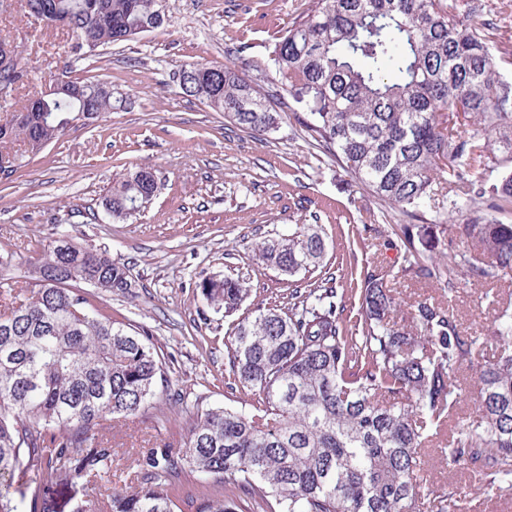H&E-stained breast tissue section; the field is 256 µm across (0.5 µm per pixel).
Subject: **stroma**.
Instances as JSON below:
<instances>
[{
	"label": "stroma",
	"mask_w": 512,
	"mask_h": 512,
	"mask_svg": "<svg viewBox=\"0 0 512 512\" xmlns=\"http://www.w3.org/2000/svg\"><path fill=\"white\" fill-rule=\"evenodd\" d=\"M165 21L134 40L98 49L82 60L68 52L66 30L46 27L25 13L23 0H0V36L18 46L27 73L0 114L18 109L58 77L100 81L112 90V109L90 123L74 122L58 141L29 152L22 141L0 146L18 166L0 174V259H10V282L24 289L28 263L60 235L107 250L125 264L135 286L105 298L114 321L139 326L166 360L171 398L142 418L112 422V481L135 484L137 461L147 449L179 447L189 417L172 397L200 409L242 406L250 400L225 380V340L234 321L202 301L206 276L239 274L251 290L241 315L274 305L289 288L309 282L266 266L256 246L294 224H318L329 258L348 254L349 227L361 228L360 266L395 272L388 285L416 298L450 299L465 335L485 333L499 309L512 307V283L482 280L449 293L446 280L400 276L404 217L355 184L335 162L309 144L294 121L257 137L242 131L205 100L183 94L181 71L196 63L243 66L262 61L278 32L309 0H164ZM472 24L495 17L500 39L512 45V11L500 0H457ZM142 168L155 170L160 188L139 214L115 221L105 214L109 189ZM465 201L466 187L438 188L423 224L432 259L446 256L448 234L433 222L450 200ZM428 483L451 486L477 503V512H512V490L484 501L467 471L435 463Z\"/></svg>",
	"instance_id": "obj_1"
}]
</instances>
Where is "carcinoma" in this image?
<instances>
[{"mask_svg": "<svg viewBox=\"0 0 512 512\" xmlns=\"http://www.w3.org/2000/svg\"><path fill=\"white\" fill-rule=\"evenodd\" d=\"M36 18L67 19L69 53L125 42L164 23L163 0H25ZM494 23L458 19L456 0H311L254 69L275 74L300 97L292 113L315 147L408 219L402 273L448 274V296L480 280L512 274V224L494 216L459 223L450 201L442 223L472 247L448 255L452 268L422 262L417 223L435 183L462 181L467 202L498 209L512 199V78L499 71ZM188 96L204 98L255 136L279 128L281 113L262 86L236 67L183 70ZM45 111L0 119V143L22 138L31 150L65 135L84 107L112 110L95 81H70L45 97ZM498 173V182L487 185ZM158 176L140 169L105 197L114 220L139 212ZM280 273H317L275 306L235 325L226 344L228 377L250 392L249 407L211 408L191 419L183 447L151 448L139 460V487L112 485L109 420L128 418L168 391L162 359L145 331L112 320L83 287L125 295L135 287L107 250L77 242L44 246L28 269L31 288L0 289V512H58L56 489L108 485L107 502L74 512H174L167 486L182 476L242 491L246 499L204 497L193 512H471L453 487L426 488V450L448 470L478 477L486 497L512 489V311L494 314L487 334L465 336L445 301L407 302L374 268L332 269L312 224L257 244ZM212 308L233 316L249 297L245 278L210 276L197 285ZM357 307V317L345 315ZM406 311L408 324L391 314ZM496 354L477 358L480 343ZM474 372V415L449 426L466 399L459 370ZM42 472L13 487L16 472Z\"/></svg>", "mask_w": 512, "mask_h": 512, "instance_id": "cac0c4a2", "label": "carcinoma"}]
</instances>
